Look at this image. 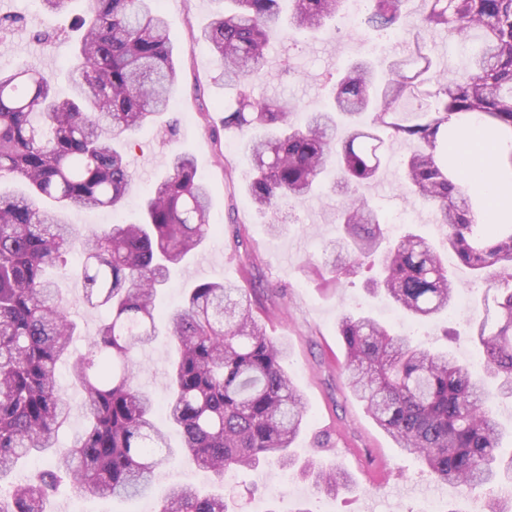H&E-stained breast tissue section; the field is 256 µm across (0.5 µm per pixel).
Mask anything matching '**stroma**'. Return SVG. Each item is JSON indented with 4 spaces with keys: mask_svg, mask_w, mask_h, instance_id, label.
Returning <instances> with one entry per match:
<instances>
[{
    "mask_svg": "<svg viewBox=\"0 0 512 512\" xmlns=\"http://www.w3.org/2000/svg\"><path fill=\"white\" fill-rule=\"evenodd\" d=\"M88 5L89 0H71L67 11L50 14L42 9L41 0H0V69L27 62L53 75L55 91L68 96L75 64L72 26ZM156 6L169 23L179 59L180 77L172 88L167 112L175 123L169 126L161 120L137 134L135 148L126 153L134 180L123 209H70L63 211L61 219L80 236L135 221L144 193L154 180L167 174L171 152L180 149L194 155L197 173L209 190V222L214 226L213 235L200 248L208 260L201 263L193 257L178 267L159 293L157 305L164 311L175 308L190 288L207 281L249 289L269 314L268 335L288 347L283 366L305 403L307 416L293 443L294 455L301 460L315 458L322 465L340 462L352 477L347 488L327 495L273 461L253 471L231 469L224 476V491L232 512H419L428 496L438 498L442 512H483L482 495L432 480L419 459L401 453L353 396L342 372L345 349L336 322L345 310L370 312L415 342L451 349L478 373L482 370L480 354L466 320L480 305L485 285L471 282L466 268L449 261L453 277L463 285L466 303L440 323L420 324L403 313H392L385 299L372 296L367 271L336 285L309 273L308 263H322L325 246L336 235L343 195L329 192L288 205L282 210L281 231L268 233L245 192L252 172L244 143L224 133V114L218 109L224 92L214 83L217 63L209 46L194 39L211 21L218 4L216 0H157ZM381 40V35L363 27L350 30L341 19L312 36L281 33L273 37L269 48L277 66L254 83L253 93L259 98L288 100L294 107L293 121L303 122L308 113L325 108L346 62L368 55ZM412 149L408 142L392 143L380 178L359 192L383 219L409 212V228L437 242L444 231L434 224L431 209L409 201L400 189L399 161ZM82 263V248L76 245L65 265L49 272L78 324L72 343L78 354L86 351L109 315L106 308L84 302L76 285ZM171 356V345L163 337L140 354L145 367L139 382L153 395L160 423L166 418L165 371ZM56 376L72 406L57 445L70 448L86 424L81 410L83 392L66 365L58 366ZM214 481L212 472L190 460H177L157 472L155 493L131 499L83 498L68 487L52 500L50 509L157 512L158 493L167 486L181 483L208 488Z\"/></svg>",
    "mask_w": 512,
    "mask_h": 512,
    "instance_id": "35a3bbf8",
    "label": "stroma"
}]
</instances>
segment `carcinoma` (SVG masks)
Wrapping results in <instances>:
<instances>
[{"label": "carcinoma", "instance_id": "carcinoma-1", "mask_svg": "<svg viewBox=\"0 0 512 512\" xmlns=\"http://www.w3.org/2000/svg\"><path fill=\"white\" fill-rule=\"evenodd\" d=\"M313 33L341 14L345 0H224L197 40L214 53L224 87V131L247 137L254 177L248 196L261 214L301 203L322 188L344 202L331 250L337 260L311 272L334 281L378 266L370 280L420 323L454 307L459 291L448 272L451 253L491 296L469 319L480 348L483 379L444 351L422 348L369 315L342 313L337 330L353 394L400 450L422 461L437 481L468 491L491 490L485 512H507L494 488L512 486V452L492 403L512 399V224H479L474 199L463 192L461 166L448 145L472 125L491 140L512 141V0H422V27L409 33L406 54L380 72L368 59L348 64L330 106L292 122L288 103L259 99L251 84L268 68L272 37L283 24ZM407 0H369L362 25L389 33ZM78 75L60 99L41 71L26 65L0 71V478L33 453L55 448L70 416L56 370L69 361L84 389L86 428L73 447L31 483L0 496V512H45L62 476L84 496L136 497L151 491L156 470L174 456L154 420V400L138 385L139 353L159 335L175 346L169 370L168 420L182 435L185 456L224 477L269 457L296 465L289 448L306 408L281 367L284 348L268 337L247 289L203 282L169 313L158 288L212 233L209 195L194 160L174 152L169 175L144 195L134 223L114 224L85 238L83 299L109 317L86 352L71 354L76 324L59 289L46 279L65 263L76 239L56 209H119L133 181L123 151L166 110L178 78L168 23L152 0H93L81 19ZM475 45L451 78L433 58L427 34ZM415 145L401 161L400 187L432 210L446 228L436 246L409 231L394 240L378 209L358 195L378 179L383 146ZM512 184V151L496 160ZM298 466V465H296ZM299 474L319 491L349 484L345 470H325L312 458ZM160 512H229L224 493L170 487Z\"/></svg>", "mask_w": 512, "mask_h": 512}]
</instances>
